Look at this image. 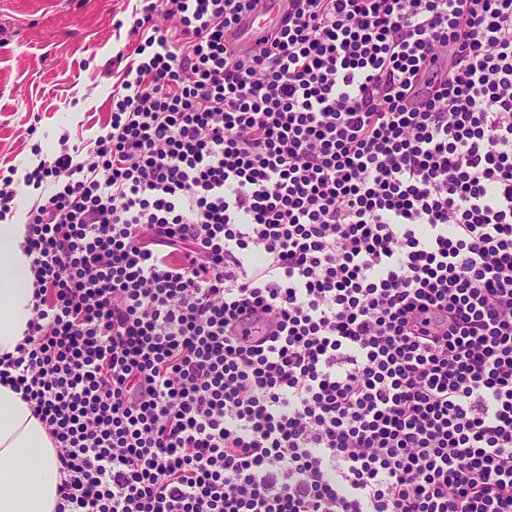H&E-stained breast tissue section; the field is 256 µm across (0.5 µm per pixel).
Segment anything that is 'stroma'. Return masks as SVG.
<instances>
[{"label":"stroma","instance_id":"stroma-1","mask_svg":"<svg viewBox=\"0 0 512 512\" xmlns=\"http://www.w3.org/2000/svg\"><path fill=\"white\" fill-rule=\"evenodd\" d=\"M138 0H0V180L21 183L17 205L39 192L26 171L63 145L86 149L112 110L132 56Z\"/></svg>","mask_w":512,"mask_h":512}]
</instances>
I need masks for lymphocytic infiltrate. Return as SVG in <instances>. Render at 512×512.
<instances>
[{"instance_id": "1", "label": "lymphocytic infiltrate", "mask_w": 512, "mask_h": 512, "mask_svg": "<svg viewBox=\"0 0 512 512\" xmlns=\"http://www.w3.org/2000/svg\"><path fill=\"white\" fill-rule=\"evenodd\" d=\"M142 2L23 177L57 512H512V0ZM289 0H261L259 9L248 17L243 24L230 35V41L235 47L242 45H257L266 31L274 27L286 13Z\"/></svg>"}]
</instances>
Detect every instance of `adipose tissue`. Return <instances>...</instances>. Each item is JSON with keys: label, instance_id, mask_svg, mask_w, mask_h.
Returning <instances> with one entry per match:
<instances>
[{"label": "adipose tissue", "instance_id": "1", "mask_svg": "<svg viewBox=\"0 0 512 512\" xmlns=\"http://www.w3.org/2000/svg\"><path fill=\"white\" fill-rule=\"evenodd\" d=\"M27 227L0 222V357L15 354L34 318ZM62 479L54 444L29 402L0 384V512H55Z\"/></svg>", "mask_w": 512, "mask_h": 512}]
</instances>
